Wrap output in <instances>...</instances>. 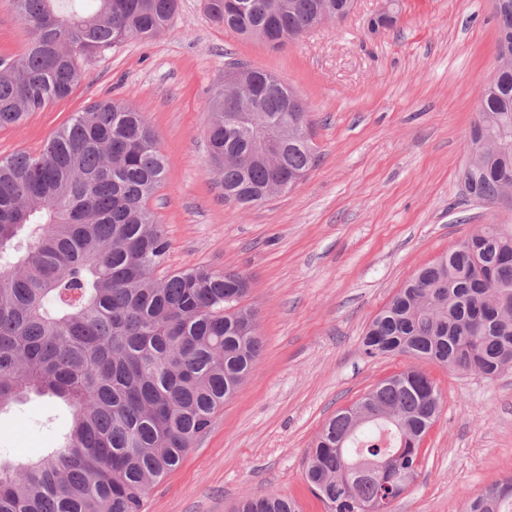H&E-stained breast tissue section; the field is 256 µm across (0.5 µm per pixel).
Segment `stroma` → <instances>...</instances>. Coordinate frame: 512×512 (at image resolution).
I'll return each instance as SVG.
<instances>
[{
	"label": "stroma",
	"mask_w": 512,
	"mask_h": 512,
	"mask_svg": "<svg viewBox=\"0 0 512 512\" xmlns=\"http://www.w3.org/2000/svg\"><path fill=\"white\" fill-rule=\"evenodd\" d=\"M396 27L367 28L379 0L344 22L273 50L213 24L204 0H179L166 35L128 40L83 61L67 98L0 128V157L38 152L89 103L133 104L153 128L166 179L149 202L166 267L247 275L263 350L246 382L141 512H230L242 496H291L324 512L303 480L325 421L411 366L366 357L365 331L420 267L512 209L465 195L461 171L481 92L497 66L491 0H399ZM274 73L310 112L318 165L292 191L241 207L225 200L208 155L204 108L230 61ZM443 399L419 473L393 512H462L512 476V371L489 380L418 364ZM43 399L0 417V452L37 456L55 431Z\"/></svg>",
	"instance_id": "35a3bbf8"
}]
</instances>
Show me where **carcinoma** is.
<instances>
[{
    "mask_svg": "<svg viewBox=\"0 0 512 512\" xmlns=\"http://www.w3.org/2000/svg\"><path fill=\"white\" fill-rule=\"evenodd\" d=\"M11 0L33 33L24 53L0 56V128L68 97L82 61L128 39L167 33L178 0ZM209 19L241 36L274 38L318 25L320 0H266L239 15L205 0ZM259 116L288 126L277 165L291 191L316 165L309 113L289 111L293 89L258 70ZM209 147L224 197L268 198L271 162L233 128L243 101L219 86L205 104ZM512 72L483 89L464 172L486 205L512 195ZM165 177L143 114L103 99L73 115L42 151L0 159V414L34 397L65 414L57 443L35 459L0 455V512H140L144 496L177 468L215 412L250 375L262 349L242 304L240 272L194 266L159 275L169 243L149 200ZM369 357L404 355L494 379L512 369V225L488 224L418 269L373 318ZM442 397L408 367L329 419L305 479L325 512L392 503L406 488L393 468L418 474L421 444ZM372 461L368 474L350 467ZM234 512H299L289 497H243ZM464 512H512V479L469 498Z\"/></svg>",
    "mask_w": 512,
    "mask_h": 512,
    "instance_id": "cac0c4a2",
    "label": "carcinoma"
}]
</instances>
